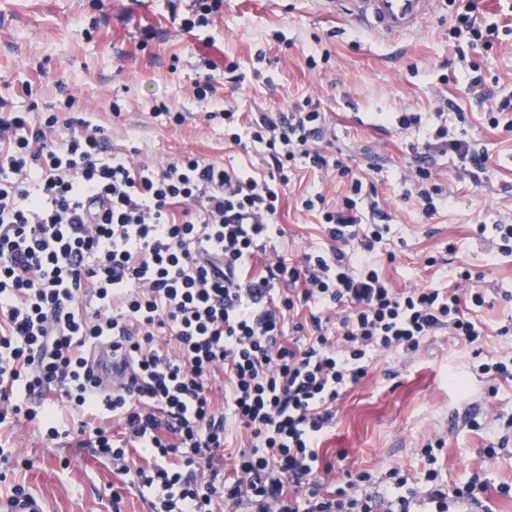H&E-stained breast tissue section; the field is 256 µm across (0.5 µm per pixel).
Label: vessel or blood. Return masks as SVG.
Returning a JSON list of instances; mask_svg holds the SVG:
<instances>
[{
	"mask_svg": "<svg viewBox=\"0 0 512 512\" xmlns=\"http://www.w3.org/2000/svg\"><path fill=\"white\" fill-rule=\"evenodd\" d=\"M352 23L393 40L414 33L434 13L436 0H343Z\"/></svg>",
	"mask_w": 512,
	"mask_h": 512,
	"instance_id": "vessel-or-blood-1",
	"label": "vessel or blood"
}]
</instances>
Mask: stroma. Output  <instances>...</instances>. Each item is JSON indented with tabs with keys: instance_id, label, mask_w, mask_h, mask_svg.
Segmentation results:
<instances>
[{
	"instance_id": "stroma-1",
	"label": "stroma",
	"mask_w": 512,
	"mask_h": 512,
	"mask_svg": "<svg viewBox=\"0 0 512 512\" xmlns=\"http://www.w3.org/2000/svg\"><path fill=\"white\" fill-rule=\"evenodd\" d=\"M471 2L482 21L512 15V0H438L416 33L382 40L321 0H224L209 26L190 34L179 21L193 0H0V100L15 112L58 113L54 139L65 137V119L86 118L104 127L113 152L136 163L190 154L263 174V147L225 140L224 113H240L246 123L309 101L326 117L323 154L366 170L389 216L383 277L401 288H445L470 271L467 288L485 299L474 313L483 336L469 343L441 331L416 352L381 356L337 398L318 449L334 480L348 471L378 479L401 467L417 512L427 508L431 466L448 486L483 484L455 512H512V497L498 492L512 485V380L487 371L512 364V255L476 230L512 222V132L484 118L512 96V34L455 50L448 30ZM476 71L482 83L474 87ZM204 80L213 92L202 98L194 85ZM450 99L455 109H447ZM166 108L182 113L183 123H169ZM440 110L449 134L482 147L491 162L479 182H464L454 155H436L433 179L453 198L428 218L401 193L414 165L410 146L432 136ZM403 112L420 113V125L398 129ZM288 177L275 244L297 259L303 248L329 244L303 199L323 190L331 209L346 185L301 163ZM0 435L17 447L0 459V501L21 484L48 512H151L133 488H121L113 502L111 467L90 449L48 439L39 422L22 420ZM435 438L445 445L430 465L421 450ZM490 447L491 459L484 455Z\"/></svg>"
}]
</instances>
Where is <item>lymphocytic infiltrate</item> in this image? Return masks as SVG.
I'll use <instances>...</instances> for the list:
<instances>
[{
	"label": "lymphocytic infiltrate",
	"instance_id": "f902f5d3",
	"mask_svg": "<svg viewBox=\"0 0 512 512\" xmlns=\"http://www.w3.org/2000/svg\"><path fill=\"white\" fill-rule=\"evenodd\" d=\"M57 115L0 113V426L42 421L49 439L93 449L113 474L150 497L151 512H411L408 478L389 469L381 492L369 473L328 490L317 448L340 392L378 356L415 352L440 330L472 342L470 306L481 293L396 288L378 256L388 225L359 201L365 177L318 149L325 118L315 109L261 116L252 142L265 148L257 177L184 156L133 165L113 154L103 128ZM478 173L488 157L438 124L414 147L405 198L437 210L438 152ZM335 165L347 181L323 207L331 245L301 262L273 250L280 205L296 162ZM128 375L100 393L83 380L100 346ZM75 414L71 426L59 403ZM246 446L227 455L229 437ZM140 448L147 466L131 458Z\"/></svg>",
	"mask_w": 512,
	"mask_h": 512
}]
</instances>
